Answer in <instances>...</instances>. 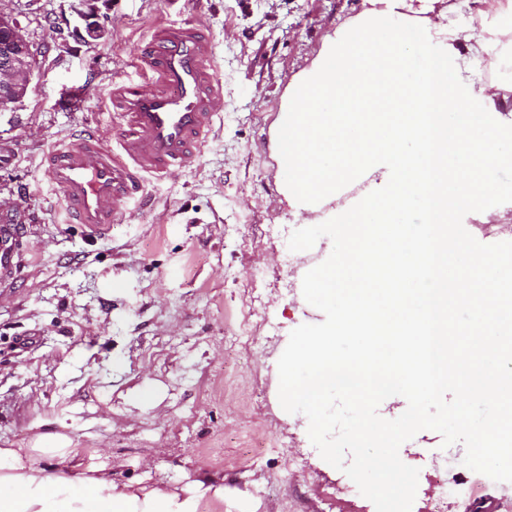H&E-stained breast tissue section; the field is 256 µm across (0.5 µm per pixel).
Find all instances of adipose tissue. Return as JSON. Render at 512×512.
<instances>
[{"label":"adipose tissue","mask_w":512,"mask_h":512,"mask_svg":"<svg viewBox=\"0 0 512 512\" xmlns=\"http://www.w3.org/2000/svg\"><path fill=\"white\" fill-rule=\"evenodd\" d=\"M368 2L292 77L274 139L289 205L341 227L315 272L329 334L361 337L366 351L340 363L325 338H302L309 376L288 395L312 404L336 386L367 400L403 380L434 395L486 385L498 414L481 446L494 447L512 426V379L482 363L484 325H502L498 346L512 350V259L463 268L452 227L464 210L493 221L486 201L499 190L497 170L512 165V82L475 70L512 69V0H483L463 30L443 24L458 0H422L413 16L404 0ZM414 200L427 226L417 243L404 232ZM459 303L475 316L464 353L448 323ZM223 499L224 482L211 475L150 488L115 479L111 465L78 462L62 434L0 448V512H200Z\"/></svg>","instance_id":"1"}]
</instances>
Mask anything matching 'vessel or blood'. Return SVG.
Wrapping results in <instances>:
<instances>
[{
  "label": "vessel or blood",
  "instance_id": "obj_1",
  "mask_svg": "<svg viewBox=\"0 0 512 512\" xmlns=\"http://www.w3.org/2000/svg\"><path fill=\"white\" fill-rule=\"evenodd\" d=\"M138 65L144 79L112 84L111 135L84 129L46 160L45 173L73 223L93 240L111 234L124 208L142 193L145 175L160 178L189 166L220 117L222 85L200 22L154 29L139 50ZM22 234L20 225L0 226V275L11 273L12 246Z\"/></svg>",
  "mask_w": 512,
  "mask_h": 512
}]
</instances>
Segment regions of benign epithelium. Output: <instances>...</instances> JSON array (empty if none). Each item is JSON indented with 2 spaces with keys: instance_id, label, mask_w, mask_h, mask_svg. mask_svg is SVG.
Returning <instances> with one entry per match:
<instances>
[{
  "instance_id": "7a95c632",
  "label": "benign epithelium",
  "mask_w": 512,
  "mask_h": 512,
  "mask_svg": "<svg viewBox=\"0 0 512 512\" xmlns=\"http://www.w3.org/2000/svg\"><path fill=\"white\" fill-rule=\"evenodd\" d=\"M74 12L83 22L76 30L81 40L95 41L105 33L97 3L100 0H75ZM35 50L20 20L0 12V112L19 111L32 88Z\"/></svg>"
}]
</instances>
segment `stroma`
<instances>
[{
	"instance_id": "1",
	"label": "stroma",
	"mask_w": 512,
	"mask_h": 512,
	"mask_svg": "<svg viewBox=\"0 0 512 512\" xmlns=\"http://www.w3.org/2000/svg\"><path fill=\"white\" fill-rule=\"evenodd\" d=\"M71 0H0L39 55L17 112H0V208L26 225L15 280L0 282V448L40 433L68 436L83 464L145 486L223 479L224 501L200 512H376L322 459L304 414L280 405L278 360L290 333L319 324L302 293L336 224H305L281 195L273 138L291 77L364 0H109L106 34L73 37ZM195 15L214 44L224 97L199 158L147 178L108 238L67 223L44 155L86 125L112 122L115 80L139 77L154 25ZM454 226L462 265L512 257V242ZM153 402L145 403L141 393ZM463 443L433 430L399 450L418 468L411 512H469L491 496L512 512V482L463 463ZM455 487L442 496L433 473Z\"/></svg>"
}]
</instances>
